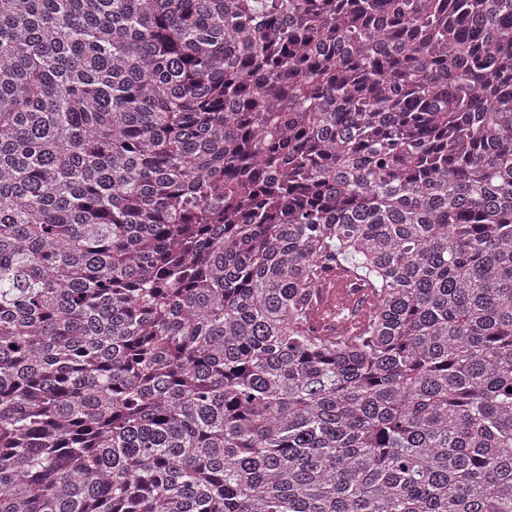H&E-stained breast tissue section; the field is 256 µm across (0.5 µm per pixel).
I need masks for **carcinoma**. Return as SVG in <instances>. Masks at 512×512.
Instances as JSON below:
<instances>
[{"instance_id":"carcinoma-1","label":"carcinoma","mask_w":512,"mask_h":512,"mask_svg":"<svg viewBox=\"0 0 512 512\" xmlns=\"http://www.w3.org/2000/svg\"><path fill=\"white\" fill-rule=\"evenodd\" d=\"M0 512H512V0H0ZM320 288V304L315 308L317 313L329 312V317L319 322L318 329L331 334L335 327L334 320V306L336 305V312H341V309H351L355 300L370 297V293L359 282L356 281L353 272L341 267L336 266L319 285ZM327 328V329H324Z\"/></svg>"}]
</instances>
